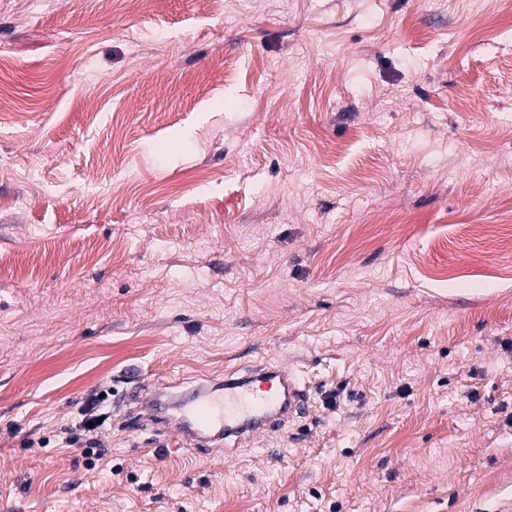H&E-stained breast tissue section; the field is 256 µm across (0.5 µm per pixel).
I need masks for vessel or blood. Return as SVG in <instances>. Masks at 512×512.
Segmentation results:
<instances>
[{
  "label": "vessel or blood",
  "mask_w": 512,
  "mask_h": 512,
  "mask_svg": "<svg viewBox=\"0 0 512 512\" xmlns=\"http://www.w3.org/2000/svg\"><path fill=\"white\" fill-rule=\"evenodd\" d=\"M127 421L163 426L184 445L219 447L254 439L272 425L304 415L310 405L305 383L288 366H257L243 377L225 376L197 386L178 410L167 411L163 389L125 395Z\"/></svg>",
  "instance_id": "1"
}]
</instances>
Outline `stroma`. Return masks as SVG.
I'll list each match as a JSON object with an SVG mask.
<instances>
[{"instance_id":"1","label":"stroma","mask_w":512,"mask_h":512,"mask_svg":"<svg viewBox=\"0 0 512 512\" xmlns=\"http://www.w3.org/2000/svg\"><path fill=\"white\" fill-rule=\"evenodd\" d=\"M0 57V512H512V0H0ZM268 361L231 458L118 406Z\"/></svg>"}]
</instances>
